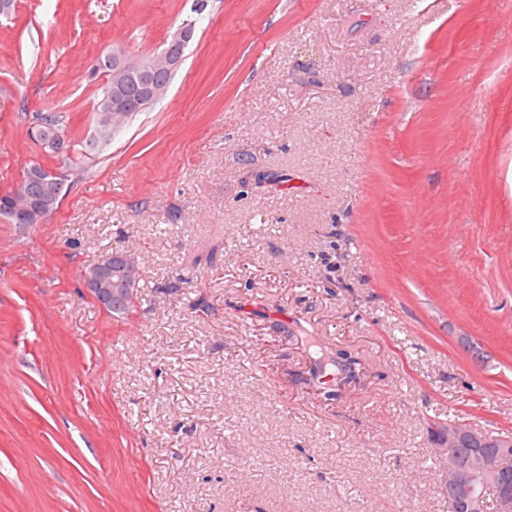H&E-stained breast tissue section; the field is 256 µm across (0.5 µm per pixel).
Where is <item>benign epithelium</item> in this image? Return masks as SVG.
I'll use <instances>...</instances> for the list:
<instances>
[{"label":"benign epithelium","instance_id":"7a95c632","mask_svg":"<svg viewBox=\"0 0 512 512\" xmlns=\"http://www.w3.org/2000/svg\"><path fill=\"white\" fill-rule=\"evenodd\" d=\"M192 34L178 33L175 40L161 52L147 57L148 65L131 60L119 50H112V82L115 87L125 84L134 74L147 70L172 71L180 67L183 47L191 40ZM109 120L94 122V138L109 136L123 123L127 106L118 96L104 107ZM54 154L64 160L71 154L67 136L57 133L50 141ZM4 211L14 223L30 211L28 199L12 198L4 203ZM98 273L87 277L89 291L96 294L103 288L116 294L127 282L138 278L139 268L134 257L127 253H114L98 263ZM472 438L479 443L477 448L459 447L461 438ZM432 453L440 464L445 482L447 512H487L488 502L483 495L486 488L497 491L496 512H512V485L503 477V459L512 456V437L495 435L477 429L467 423L440 436L439 446Z\"/></svg>","mask_w":512,"mask_h":512}]
</instances>
